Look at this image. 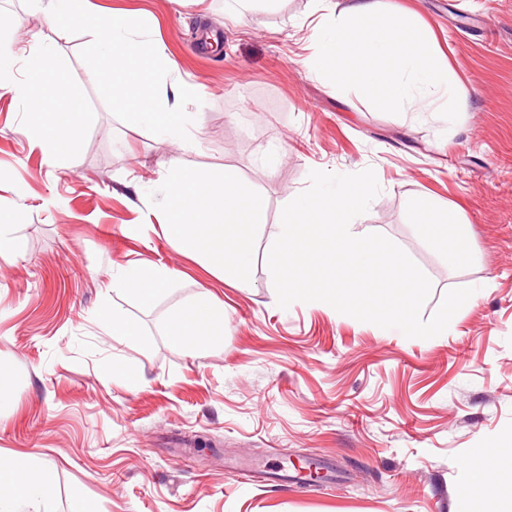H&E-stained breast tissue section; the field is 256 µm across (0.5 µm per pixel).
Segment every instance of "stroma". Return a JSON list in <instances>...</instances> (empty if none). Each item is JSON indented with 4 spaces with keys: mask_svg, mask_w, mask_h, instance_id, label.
<instances>
[{
    "mask_svg": "<svg viewBox=\"0 0 512 512\" xmlns=\"http://www.w3.org/2000/svg\"><path fill=\"white\" fill-rule=\"evenodd\" d=\"M98 15L147 16L185 81L203 124L190 147L160 144L121 122L79 50L22 0H0L9 47L53 42L68 91L90 118L80 150L50 165L32 148L31 117L0 89V218L17 250L0 257V376L16 399L0 413V455L32 453L53 475L50 512H512L488 484L512 482V0H381L431 28L465 87L458 123L382 110L355 90L340 98L300 63L310 0H254L243 16L224 0H84ZM224 44L200 41L201 29ZM177 161L231 167L252 183L263 222L253 240L252 288L242 290L174 250L147 189ZM373 169L380 192L358 230L389 238L424 271L431 318L443 295L474 293L446 333L408 338L310 303L280 308L266 254L310 171ZM460 206L470 252L441 260L419 204ZM130 224L147 225L131 236ZM161 263L179 277L149 306L114 292L112 274ZM224 308V344L188 353L165 321L201 291ZM117 306L141 338L101 326ZM133 368L136 383L113 375ZM213 453L197 452L198 439ZM321 459L330 480L311 489L275 473L288 455Z\"/></svg>",
    "mask_w": 512,
    "mask_h": 512,
    "instance_id": "stroma-1",
    "label": "stroma"
}]
</instances>
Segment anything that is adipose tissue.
<instances>
[{
	"mask_svg": "<svg viewBox=\"0 0 512 512\" xmlns=\"http://www.w3.org/2000/svg\"><path fill=\"white\" fill-rule=\"evenodd\" d=\"M311 2L316 20L302 63L327 78L338 96L347 97L358 78L387 111L418 117L431 112L444 124L456 121L464 90L450 75L447 60L437 54L418 14H380L379 0ZM14 59V52L0 50V88L11 92L36 117L28 137L48 163L58 165L62 155H75L80 148L78 137L55 126L43 108L44 89L59 83L64 64L53 46H41L30 64L37 80L21 82L14 76ZM149 192L177 208L162 226L176 251L201 261L236 287L250 288L251 237L261 222V211L253 188L237 171L189 173L172 165ZM424 213L427 227L447 243L449 253L465 251L466 222L459 211L431 204ZM176 278V270L166 265L134 263L113 275L112 287L148 304L166 293ZM165 328L173 344L188 350L220 345L224 310L201 293L170 312ZM51 484V473L33 455L1 459L0 512H41Z\"/></svg>",
	"mask_w": 512,
	"mask_h": 512,
	"instance_id": "obj_1",
	"label": "adipose tissue"
}]
</instances>
